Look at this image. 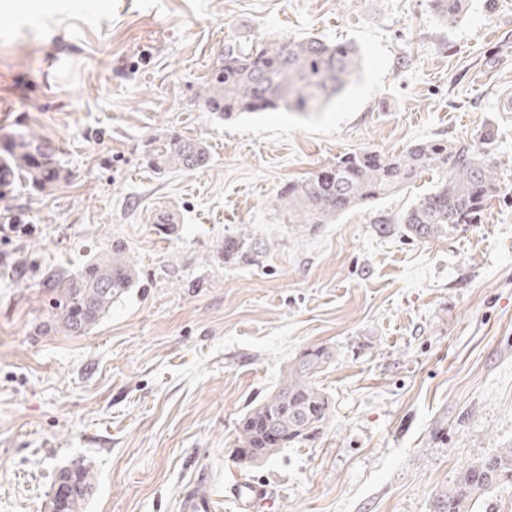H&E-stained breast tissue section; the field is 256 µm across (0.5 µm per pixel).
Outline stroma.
<instances>
[{"label":"stroma","mask_w":512,"mask_h":512,"mask_svg":"<svg viewBox=\"0 0 512 512\" xmlns=\"http://www.w3.org/2000/svg\"><path fill=\"white\" fill-rule=\"evenodd\" d=\"M315 36L360 57L319 115L224 120L200 92L225 45ZM512 0H101L90 10L0 0V142L48 141L66 175L46 194L0 190V512H47L59 469L89 462L87 512H179L210 475L266 486L251 512H433L462 466L512 445ZM488 146L502 189L475 224L424 241L380 236L431 188L308 233L275 201L347 153L422 140ZM204 142L193 171L159 172L171 133ZM172 208L171 229L153 224ZM265 243L225 262L226 237ZM122 242L134 288L89 333L37 334L42 283ZM325 346L330 419L251 466L235 454L248 405L303 349Z\"/></svg>","instance_id":"obj_1"}]
</instances>
